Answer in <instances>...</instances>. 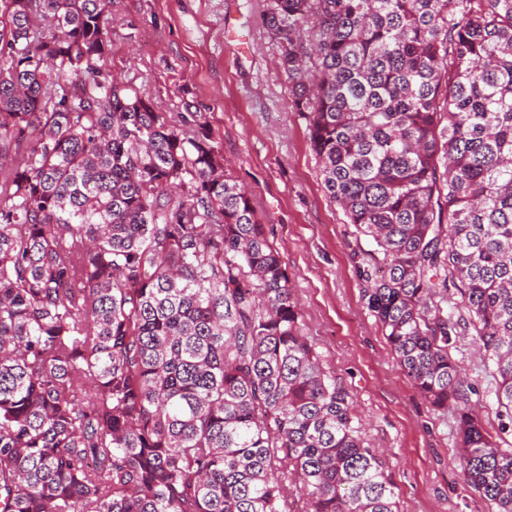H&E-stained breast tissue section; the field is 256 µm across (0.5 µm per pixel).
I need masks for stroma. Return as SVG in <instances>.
Instances as JSON below:
<instances>
[{
  "label": "stroma",
  "mask_w": 512,
  "mask_h": 512,
  "mask_svg": "<svg viewBox=\"0 0 512 512\" xmlns=\"http://www.w3.org/2000/svg\"><path fill=\"white\" fill-rule=\"evenodd\" d=\"M266 10L267 0H106L111 48L100 66L149 93L170 120L205 114L227 172L250 193L288 271L303 333L350 392L402 512H495L460 471L455 415L421 395L367 308L354 257L374 244L324 189ZM449 354L485 430L512 448V431L499 430L495 381L467 325Z\"/></svg>",
  "instance_id": "1"
}]
</instances>
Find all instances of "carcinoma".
Instances as JSON below:
<instances>
[{"label":"carcinoma","instance_id":"1","mask_svg":"<svg viewBox=\"0 0 512 512\" xmlns=\"http://www.w3.org/2000/svg\"><path fill=\"white\" fill-rule=\"evenodd\" d=\"M103 0H0V512H400L204 116L106 78ZM269 37L400 366L469 486L512 448V0H269ZM458 316L448 312V292ZM458 337L449 349L453 361L466 374L471 386V406L478 414L483 427L489 432L502 448H512V431L501 434L499 420L496 416L495 381L488 373L486 360L478 353L473 342L471 330L464 323L460 322ZM499 436L503 439H498Z\"/></svg>","mask_w":512,"mask_h":512}]
</instances>
